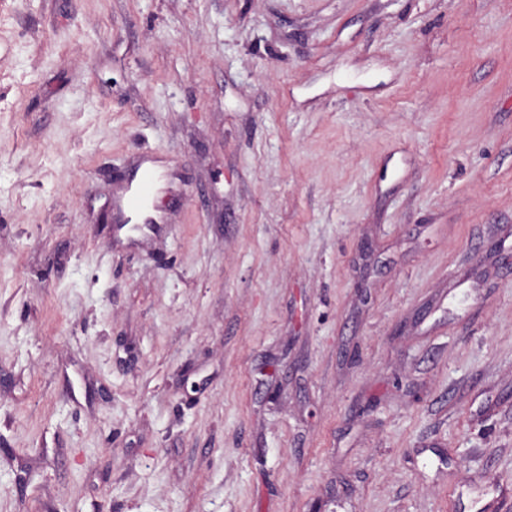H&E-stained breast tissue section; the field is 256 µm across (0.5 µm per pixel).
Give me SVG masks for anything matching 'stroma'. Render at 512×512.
Wrapping results in <instances>:
<instances>
[{"label": "stroma", "instance_id": "1", "mask_svg": "<svg viewBox=\"0 0 512 512\" xmlns=\"http://www.w3.org/2000/svg\"><path fill=\"white\" fill-rule=\"evenodd\" d=\"M318 507L512 512V0H0V512ZM134 181H136L135 191L129 194L123 203V211L126 217L128 212L134 215L142 214L145 201L154 192L155 180L148 170L137 173L132 179L131 184Z\"/></svg>", "mask_w": 512, "mask_h": 512}]
</instances>
